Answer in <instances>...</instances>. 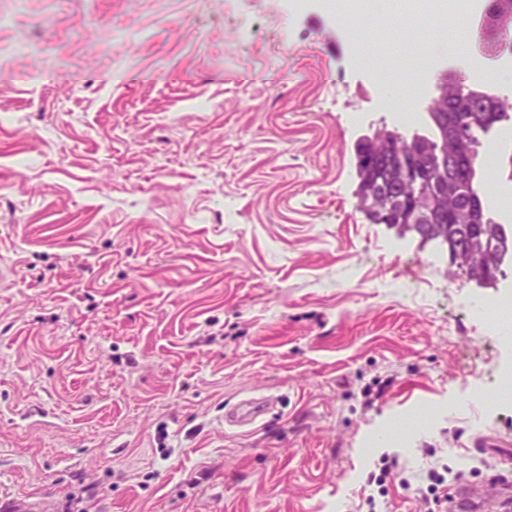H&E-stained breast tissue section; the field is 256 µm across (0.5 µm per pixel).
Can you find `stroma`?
<instances>
[{"label":"stroma","instance_id":"stroma-1","mask_svg":"<svg viewBox=\"0 0 512 512\" xmlns=\"http://www.w3.org/2000/svg\"><path fill=\"white\" fill-rule=\"evenodd\" d=\"M328 0H0V512H420L512 458V292L369 221L357 146L428 134L453 29ZM427 81L400 123L379 47ZM493 201L512 139L493 128ZM279 406L249 427L225 414ZM398 466L382 475L384 458ZM478 314L490 315L494 322L499 325H509L512 323V297L507 295L496 302L492 307L483 305L474 306Z\"/></svg>","mask_w":512,"mask_h":512}]
</instances>
